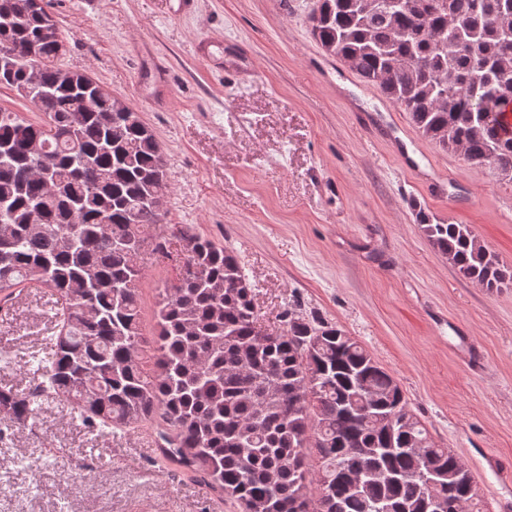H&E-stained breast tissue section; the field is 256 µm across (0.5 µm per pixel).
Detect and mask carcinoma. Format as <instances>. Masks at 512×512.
<instances>
[{
  "label": "carcinoma",
  "instance_id": "1",
  "mask_svg": "<svg viewBox=\"0 0 512 512\" xmlns=\"http://www.w3.org/2000/svg\"><path fill=\"white\" fill-rule=\"evenodd\" d=\"M0 88L42 118L0 112V301L26 283L54 298L50 356L25 367L98 433L157 424L161 457L203 475L243 512H435L473 507V476L438 445L394 378L355 337L294 310L261 329L238 254L162 224L170 187L139 113L64 68L45 0H0ZM512 0H320L322 47L379 86L427 137L512 182ZM36 85L45 96L26 94ZM419 224L460 274L512 280L467 224ZM160 292L154 366L145 357L140 264L172 258ZM37 395L0 389V420L37 418ZM429 443L421 457L408 450Z\"/></svg>",
  "mask_w": 512,
  "mask_h": 512
}]
</instances>
